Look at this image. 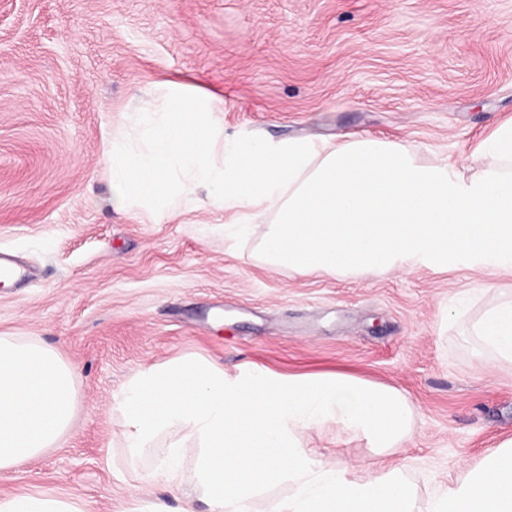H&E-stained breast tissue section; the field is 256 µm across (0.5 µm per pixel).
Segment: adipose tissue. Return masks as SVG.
<instances>
[{"label": "adipose tissue", "instance_id": "obj_1", "mask_svg": "<svg viewBox=\"0 0 512 512\" xmlns=\"http://www.w3.org/2000/svg\"><path fill=\"white\" fill-rule=\"evenodd\" d=\"M481 316L465 334L480 354L512 370V289H479ZM75 369L34 338L0 336V470L40 455L76 415ZM125 447L168 440L156 473L170 485L193 479L211 512H256L258 494L284 486L269 512H512V437L464 462L456 480L419 502L398 466L348 477L308 448L309 433L336 429L376 455L400 450L412 433L413 403L399 388L346 374L225 373L196 359L143 370L117 401ZM196 445L192 477L177 461ZM0 512H84L75 498L0 496Z\"/></svg>", "mask_w": 512, "mask_h": 512}]
</instances>
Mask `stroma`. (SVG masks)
I'll list each match as a JSON object with an SVG mask.
<instances>
[{
    "mask_svg": "<svg viewBox=\"0 0 512 512\" xmlns=\"http://www.w3.org/2000/svg\"><path fill=\"white\" fill-rule=\"evenodd\" d=\"M171 83L223 97L230 141L358 134L462 162L512 120V0H0V253L28 273L0 288V335L38 338L77 373L73 430L0 471V496L71 495L85 512H181L190 497L210 512L189 481L150 480L166 438L129 458L115 402L186 356L405 391L413 432L387 462L423 498L512 437V372L446 320L512 274L300 276L225 239L232 214L118 203L107 144ZM309 445L356 471L372 460L342 433Z\"/></svg>",
    "mask_w": 512,
    "mask_h": 512,
    "instance_id": "obj_1",
    "label": "stroma"
}]
</instances>
